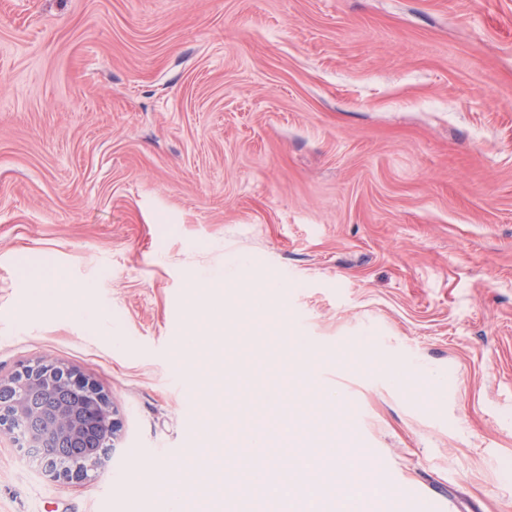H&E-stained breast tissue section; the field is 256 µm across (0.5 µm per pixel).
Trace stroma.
I'll return each mask as SVG.
<instances>
[{"mask_svg":"<svg viewBox=\"0 0 512 512\" xmlns=\"http://www.w3.org/2000/svg\"><path fill=\"white\" fill-rule=\"evenodd\" d=\"M47 271L76 308L31 303ZM204 278L264 287L350 419L246 376L281 340L220 334ZM43 358L122 437L73 483L0 438V512H160L150 472L194 474L212 417L201 362L223 496L274 383L312 425L280 474L352 448L403 490L362 512H512V0H0V377Z\"/></svg>","mask_w":512,"mask_h":512,"instance_id":"stroma-1","label":"stroma"}]
</instances>
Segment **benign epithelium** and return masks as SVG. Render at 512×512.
Segmentation results:
<instances>
[{
    "instance_id": "benign-epithelium-1",
    "label": "benign epithelium",
    "mask_w": 512,
    "mask_h": 512,
    "mask_svg": "<svg viewBox=\"0 0 512 512\" xmlns=\"http://www.w3.org/2000/svg\"><path fill=\"white\" fill-rule=\"evenodd\" d=\"M122 420L93 380L59 362L0 377V435L54 481H83L120 439Z\"/></svg>"
}]
</instances>
